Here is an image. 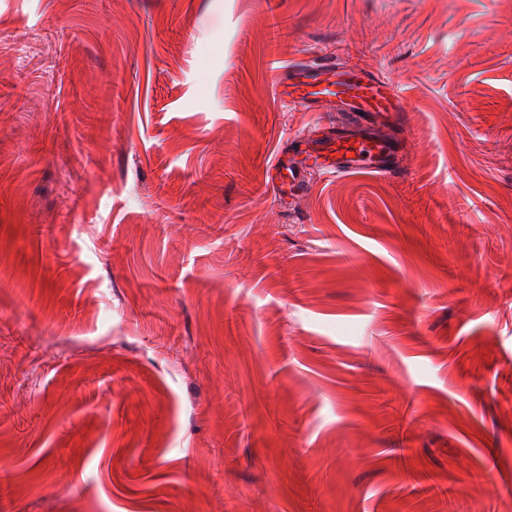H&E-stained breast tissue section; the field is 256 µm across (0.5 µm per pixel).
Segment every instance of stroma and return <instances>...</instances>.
I'll return each instance as SVG.
<instances>
[{
  "label": "stroma",
  "mask_w": 512,
  "mask_h": 512,
  "mask_svg": "<svg viewBox=\"0 0 512 512\" xmlns=\"http://www.w3.org/2000/svg\"><path fill=\"white\" fill-rule=\"evenodd\" d=\"M0 512H512V0H0ZM276 85L279 101L307 112H337L358 118L357 130L336 125L318 134L300 133L288 141L271 163L266 184L280 199L288 189L303 188L302 172L324 177L346 174L382 175L393 170L396 153L404 147L375 125L374 112H403V95L384 76L341 70L332 64L284 68ZM298 161V162H297Z\"/></svg>",
  "instance_id": "obj_1"
}]
</instances>
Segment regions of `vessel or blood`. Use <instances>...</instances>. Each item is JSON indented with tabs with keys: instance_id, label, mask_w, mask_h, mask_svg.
I'll list each match as a JSON object with an SVG mask.
<instances>
[{
	"instance_id": "1",
	"label": "vessel or blood",
	"mask_w": 512,
	"mask_h": 512,
	"mask_svg": "<svg viewBox=\"0 0 512 512\" xmlns=\"http://www.w3.org/2000/svg\"><path fill=\"white\" fill-rule=\"evenodd\" d=\"M276 96L288 107L307 112H335L358 118L357 129L329 127L316 134L292 137L266 173V183L278 197L303 186L302 172L324 177L346 174L382 175L392 171L402 145L376 126L377 112H403V95L384 76L341 70L324 63L289 65L279 76Z\"/></svg>"
}]
</instances>
